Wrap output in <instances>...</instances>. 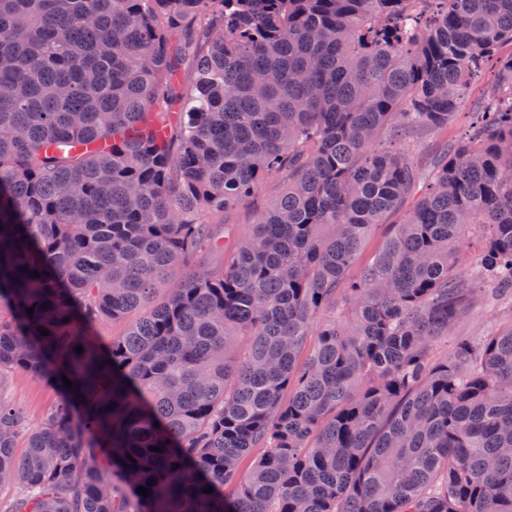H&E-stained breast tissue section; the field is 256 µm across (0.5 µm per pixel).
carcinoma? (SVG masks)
<instances>
[{"label": "carcinoma", "instance_id": "cac0c4a2", "mask_svg": "<svg viewBox=\"0 0 512 512\" xmlns=\"http://www.w3.org/2000/svg\"><path fill=\"white\" fill-rule=\"evenodd\" d=\"M505 45L512 0H0V381L63 390L0 401V512H512V322L436 353L512 308ZM498 71L499 67L496 61L486 62L481 67L478 78L465 98L459 113L448 124V131L425 139L429 145L428 151L423 157L425 167L432 163L435 156L449 153L460 139L469 134L477 117L474 112H482L481 101L493 90L498 78ZM281 182L271 180L263 183L256 194L245 204L224 214V223L217 226L220 233H229L236 237L247 234L256 216L263 210L269 200L279 194ZM512 318L508 308L482 306L471 314L454 332L453 336L479 338ZM1 396L4 401L19 408L30 425H36L57 401L59 390L46 378L15 371L3 379Z\"/></svg>", "mask_w": 512, "mask_h": 512}]
</instances>
